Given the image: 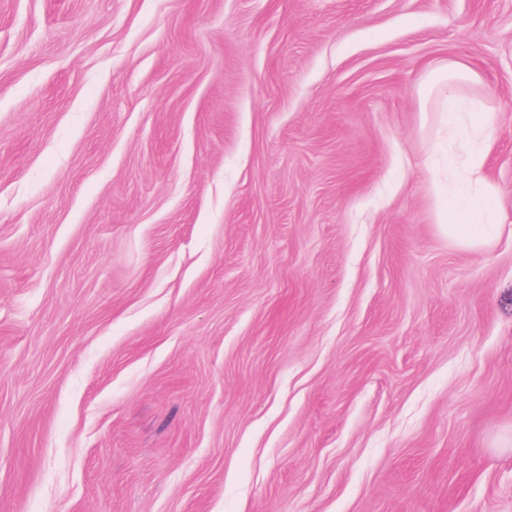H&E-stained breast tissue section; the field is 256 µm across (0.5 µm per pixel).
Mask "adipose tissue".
I'll list each match as a JSON object with an SVG mask.
<instances>
[{
	"instance_id": "obj_1",
	"label": "adipose tissue",
	"mask_w": 512,
	"mask_h": 512,
	"mask_svg": "<svg viewBox=\"0 0 512 512\" xmlns=\"http://www.w3.org/2000/svg\"><path fill=\"white\" fill-rule=\"evenodd\" d=\"M467 84L472 86V93L464 92ZM480 84V76L459 61L451 60L430 69L429 90L437 97L448 133L469 148L464 164L448 165V205L441 213L449 234L467 243L480 240L487 225L501 221V213L492 201L494 189L484 176L485 136L496 123L497 113L477 93Z\"/></svg>"
}]
</instances>
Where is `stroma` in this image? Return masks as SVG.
Here are the masks:
<instances>
[{"instance_id":"1","label":"stroma","mask_w":512,"mask_h":512,"mask_svg":"<svg viewBox=\"0 0 512 512\" xmlns=\"http://www.w3.org/2000/svg\"><path fill=\"white\" fill-rule=\"evenodd\" d=\"M0 512H512V0H0ZM460 80L475 90L481 85L480 76L471 67L448 60L431 66L428 88L437 97L449 135L469 147L464 164L457 165L448 157V207L441 212V223L448 224L449 234L472 243L485 235L488 224H502L501 213L492 202L494 188L484 176L485 136L498 116L478 93H465Z\"/></svg>"}]
</instances>
